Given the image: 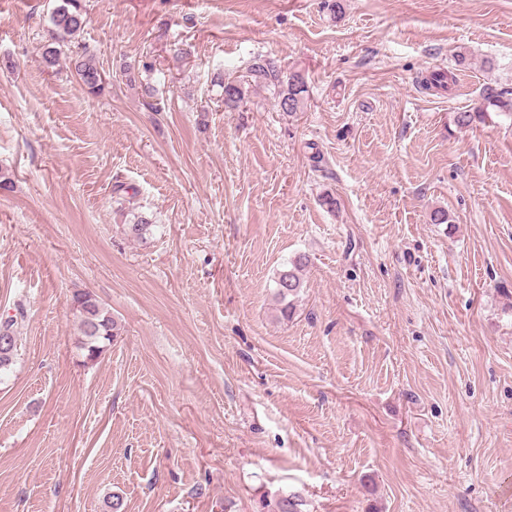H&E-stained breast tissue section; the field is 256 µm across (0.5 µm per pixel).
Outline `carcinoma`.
Listing matches in <instances>:
<instances>
[{
	"label": "carcinoma",
	"instance_id": "cac0c4a2",
	"mask_svg": "<svg viewBox=\"0 0 512 512\" xmlns=\"http://www.w3.org/2000/svg\"><path fill=\"white\" fill-rule=\"evenodd\" d=\"M51 23L53 38L44 46L42 52L43 61L49 68L59 63L60 50L57 44L75 37L86 24L82 0H61V4L51 14ZM72 64L80 81L90 93L99 94L105 90V79L92 55L86 52L78 54L72 58ZM217 83L223 92L221 102L224 103V107L230 109L240 107L245 100L248 87L253 83L273 88L280 110L288 114L298 112L304 107L308 93L306 81L301 74L286 72L275 60L261 57L248 63L246 74L227 80L220 76ZM492 112L512 119V90L486 88L481 106L472 112L466 110L457 113L456 122L461 127H468L485 119ZM151 228V220L138 215L132 223L125 225V233L135 240H143ZM306 263L305 257L298 256L291 262V268L279 272L276 278L274 298L284 320L291 319L295 314L296 299L302 290L300 272ZM73 306L78 313L80 344L86 351V359L95 361L119 335L118 323L112 317V313L90 291L74 293ZM303 506L304 498L295 492L278 493L263 501V509L266 512H303Z\"/></svg>",
	"mask_w": 512,
	"mask_h": 512
}]
</instances>
